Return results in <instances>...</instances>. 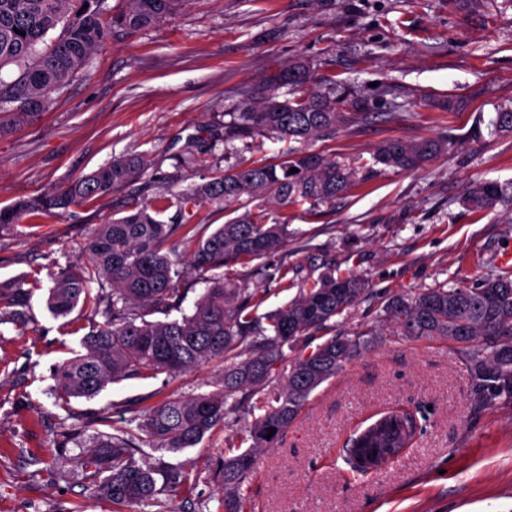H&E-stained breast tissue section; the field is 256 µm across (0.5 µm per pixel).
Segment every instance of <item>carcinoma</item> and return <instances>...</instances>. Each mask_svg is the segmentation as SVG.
I'll return each instance as SVG.
<instances>
[{"instance_id":"1","label":"carcinoma","mask_w":512,"mask_h":512,"mask_svg":"<svg viewBox=\"0 0 512 512\" xmlns=\"http://www.w3.org/2000/svg\"><path fill=\"white\" fill-rule=\"evenodd\" d=\"M191 2L123 0L122 8L109 16L105 0H0V70L9 64L20 67L16 79L0 77V136L36 121L52 103V94L68 85L111 36L149 28ZM315 82L308 61L280 69L233 113V121L224 125V143L258 137L305 143L363 116L362 101L346 94H297ZM282 88L285 98L279 94ZM491 125L493 134L512 132V108L497 112ZM445 150L447 142L440 139L396 138L376 146L369 160L351 163L290 147L280 162L231 165L179 194V211L196 202L230 205L243 195L314 207L349 192L377 166L414 170ZM146 168L140 154L116 157L61 190L0 209V230L19 223L25 214L65 211L133 184ZM292 168L297 172L289 173ZM466 201L475 210L498 205L512 210V186L480 181L469 189ZM171 204L135 205L124 216L96 225L84 258L55 276L47 299L55 316H66L83 304L104 317L84 336V352L56 367V404L66 408L73 399L94 398L108 384L126 379L176 376L210 363L224 364V375L211 391L168 395L93 438L81 468L95 492L112 504L168 512L160 495L189 492L194 483L183 466H155L151 452L195 448L221 430L227 433L224 457L217 465L221 512H244L241 486L254 468L257 451L272 446L310 395L366 350L376 335L371 329L338 333L334 323L366 293V282L329 270L282 307L262 313L263 297L227 269L288 243V222L270 224L262 210L251 209L211 231L205 224L165 222L161 214ZM179 231L196 239L185 266L171 259L174 251L168 248ZM199 279L206 287L192 309L179 318H166L179 307L178 282ZM92 282L101 285L95 294L89 288ZM30 295L21 283L0 282V324L25 326L22 308ZM160 314L165 318H158ZM380 316L393 336L448 338L460 345L480 395L512 399V354H499L503 344H512V273L504 271L469 287L442 285L392 295ZM321 332L327 338L309 354L288 358V352ZM285 363L289 371L282 391L265 392ZM243 415L252 416L251 422L235 427ZM413 429L408 415L387 412L354 445L382 456L391 448L408 447Z\"/></svg>"}]
</instances>
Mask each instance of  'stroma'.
Masks as SVG:
<instances>
[{
  "instance_id": "stroma-1",
  "label": "stroma",
  "mask_w": 512,
  "mask_h": 512,
  "mask_svg": "<svg viewBox=\"0 0 512 512\" xmlns=\"http://www.w3.org/2000/svg\"><path fill=\"white\" fill-rule=\"evenodd\" d=\"M299 57L369 113L311 141L310 151L356 162L391 138H441L452 149L415 171L375 173L311 213L254 200L293 232L274 254L235 267L264 294V311L332 266L367 283L336 319L338 331L353 333L379 325L389 296L501 272L502 255L512 254V211H474L463 198L475 181L512 182V132L487 133L512 107V0H193L153 27L115 35L35 125L0 137V208L126 153L149 161L121 191L62 214L23 216L0 232V281H40L26 330L0 326V512H114L93 494L79 465L85 450L63 439L61 422L83 423L90 438L167 393L209 391L220 365L127 379L59 407L53 371L103 317L82 307L54 316L48 289L92 229L129 206L184 192L230 161L284 155L287 142L248 138L225 157L224 122L273 68ZM283 269L291 288L279 283ZM388 409L414 414V442L359 475L349 441ZM223 455L220 432L181 453L155 452L197 479L192 495L169 499L170 512H192L200 499L217 512ZM242 490L248 512H512V400L480 398L454 342L383 335L311 394L258 454Z\"/></svg>"
}]
</instances>
